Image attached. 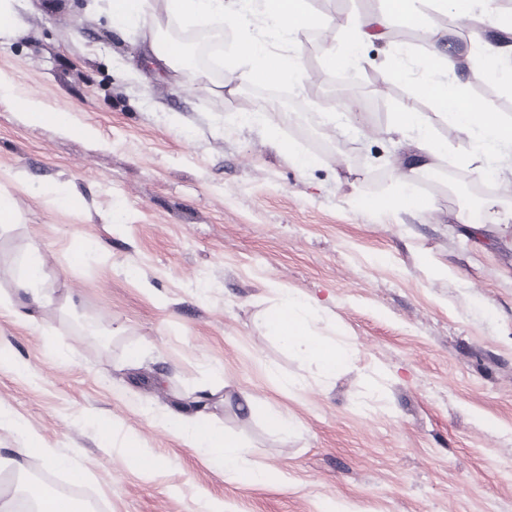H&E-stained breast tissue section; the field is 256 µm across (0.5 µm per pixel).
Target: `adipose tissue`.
Segmentation results:
<instances>
[{
    "mask_svg": "<svg viewBox=\"0 0 512 512\" xmlns=\"http://www.w3.org/2000/svg\"><path fill=\"white\" fill-rule=\"evenodd\" d=\"M238 7L226 6L224 0H109L112 26L116 30L149 29L156 57L180 77H198L199 70L191 54L178 42L158 40V33L171 20H179L199 30L215 26H240L252 9H259L266 25L264 37H248L237 43L235 55L245 64L241 74L249 82L292 84L301 75L296 57L271 51L274 41H286L299 32L314 28L334 31L331 22L323 21L308 7L309 0H238ZM439 10L460 18L479 17L481 22L496 30L512 33V14L502 12L498 0H436ZM398 21L421 32L431 27V18L417 6V0H386V8L375 16H363L349 22L342 31L343 52L335 48L324 50V65L336 71L360 64V47L369 39L373 29ZM475 51L484 63V75L489 82L512 90V44L482 42ZM420 81H412L403 64L390 70L394 81L402 84L404 96L410 100L426 98L464 131L468 138V157L481 160L482 175L496 173L493 163L497 155L512 151V120L495 112L487 101L473 99L462 83L451 79L452 59L440 50H432L421 62ZM396 127L415 132L422 153L419 169L432 171V161L447 151L445 143L434 137L423 115L408 105L395 113ZM14 296L0 300L16 322L29 326L37 310L53 304L50 275L40 249L32 247L23 252L14 272ZM313 306L279 290L277 303L264 314L268 333L285 342L298 358L314 362L325 374H335L350 360L349 348L315 335L312 326ZM165 423L182 442L203 457L221 463L224 478L240 479L266 485L272 480L266 469L249 465L245 445L238 439L212 425L203 409L189 408L178 415L166 417Z\"/></svg>",
    "mask_w": 512,
    "mask_h": 512,
    "instance_id": "ef3b65f1",
    "label": "adipose tissue"
}]
</instances>
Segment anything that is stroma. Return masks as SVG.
I'll list each match as a JSON object with an SVG mask.
<instances>
[{"mask_svg":"<svg viewBox=\"0 0 512 512\" xmlns=\"http://www.w3.org/2000/svg\"><path fill=\"white\" fill-rule=\"evenodd\" d=\"M384 0H309L345 23ZM0 36V186L18 220L0 229V292L19 255L38 247L57 297L33 327L0 309V455L37 438L68 466L27 460L0 469L8 484L39 475L81 485L104 512H512V160L498 172L497 210L483 224L481 179L461 163L466 138L425 99L448 145L413 209L368 202L416 151L392 127L402 87L387 74L398 42H365L349 79L323 65L315 33L277 44L298 57L291 117L264 100L266 122L243 114L256 85L221 57L218 77L154 71L150 39L121 34L107 0H22ZM432 15L408 60L433 44L467 87L512 119V91L488 84L467 42L505 39L488 26L460 33ZM31 97L68 114L70 129L13 107ZM315 156L302 169L285 143ZM72 201L61 207L51 193ZM90 240L95 257H72ZM312 302L318 334L352 347L321 375L270 336L274 288ZM209 394V420L242 440L275 481L225 480L161 418ZM288 416L271 433L268 411ZM137 436L159 469L142 475L121 451L104 454L95 419Z\"/></svg>","mask_w":512,"mask_h":512,"instance_id":"35a3bbf8","label":"stroma"}]
</instances>
